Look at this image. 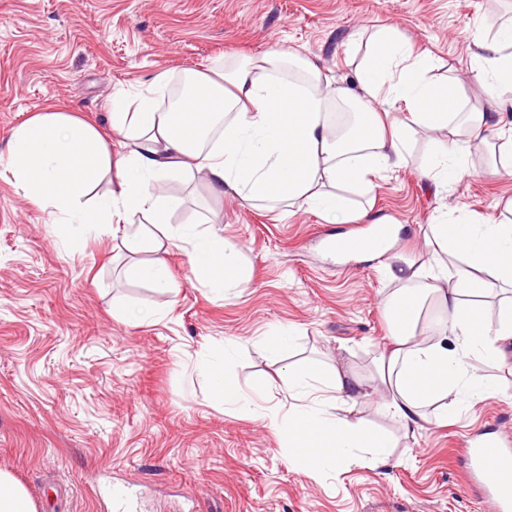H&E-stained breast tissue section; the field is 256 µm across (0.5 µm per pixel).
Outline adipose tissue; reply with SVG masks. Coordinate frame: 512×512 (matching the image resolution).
I'll return each mask as SVG.
<instances>
[{
  "mask_svg": "<svg viewBox=\"0 0 512 512\" xmlns=\"http://www.w3.org/2000/svg\"><path fill=\"white\" fill-rule=\"evenodd\" d=\"M469 71L488 105L463 111L462 82L433 75L434 59L391 26L379 27L356 83H337L294 48L274 46L223 69L192 70L196 93L181 105L161 108L157 95L166 75L147 92L109 101L108 144L93 123L51 103L14 129L8 171L24 194L50 209L59 226L83 225L98 234L124 226L123 245L136 255L133 276L165 293L173 289L166 248L183 243L205 285L236 288L246 282L237 247L213 232L172 225L173 198L161 182L186 172L198 175L216 196L231 194L247 206L315 211L331 224L357 215L345 191L367 188L370 175L401 167L413 135L446 132L423 169L444 188L470 171L473 152L512 155V137L492 142L502 106H512V19L494 34L472 36ZM356 106L344 132L327 119L330 105ZM105 192H97L101 180ZM507 218L475 224L466 215L430 225L431 259L384 264L398 289L384 297L393 347L375 360L379 409L405 429L447 420L491 387L473 359L493 361L499 342L512 337V305L498 322L474 306L476 298L512 287V201ZM148 260H140V253ZM232 348L204 356L200 371L211 395L238 415L259 419L284 437L288 458L304 471H333L355 463L387 465L395 446L383 430L340 415L365 387L354 373L311 364L288 372L287 413L258 404L262 384L245 387L223 367Z\"/></svg>",
  "mask_w": 512,
  "mask_h": 512,
  "instance_id": "1",
  "label": "adipose tissue"
}]
</instances>
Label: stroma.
Wrapping results in <instances>:
<instances>
[{
	"instance_id": "obj_1",
	"label": "stroma",
	"mask_w": 512,
	"mask_h": 512,
	"mask_svg": "<svg viewBox=\"0 0 512 512\" xmlns=\"http://www.w3.org/2000/svg\"><path fill=\"white\" fill-rule=\"evenodd\" d=\"M509 17L512 0H0V468L39 512H107L95 484L102 472L131 481L138 512H491L465 490L457 450L483 432L512 441V338L484 368L498 392L447 425L404 432L371 395L343 407L397 439L395 462L377 469L300 470L278 433L225 409L198 369L208 350L234 343L227 373L245 385L267 377L260 404L283 413L284 365L314 360L371 380L391 341L381 300L395 285L382 258L340 265L323 240L383 219L400 230L388 256L422 260L438 212L462 208L481 224L512 199V174H488L486 154L438 190L421 174L435 136L416 134L407 163L355 196L365 215L349 224L243 207L195 176L164 181L177 200L172 224L215 228L239 249L250 279L223 293L198 282L180 244L166 255L175 290L138 282L120 237L55 232L5 168L11 130L48 103L108 136L114 93L277 44L301 48L350 85L384 24L432 53L436 77L464 78L476 101L481 91L466 79L471 35ZM118 305L137 316L114 314ZM156 306L163 317L150 316ZM288 327L298 336L283 361L269 339Z\"/></svg>"
}]
</instances>
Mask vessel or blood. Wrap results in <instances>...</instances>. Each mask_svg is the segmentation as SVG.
<instances>
[{
  "label": "vessel or blood",
  "instance_id": "vessel-or-blood-1",
  "mask_svg": "<svg viewBox=\"0 0 512 512\" xmlns=\"http://www.w3.org/2000/svg\"><path fill=\"white\" fill-rule=\"evenodd\" d=\"M391 237L389 225L381 224L367 236L354 235L329 242V250L351 258L366 250L385 247ZM465 469L461 475L471 493L491 501L496 512H512V446L493 437H472L461 450Z\"/></svg>",
  "mask_w": 512,
  "mask_h": 512
}]
</instances>
